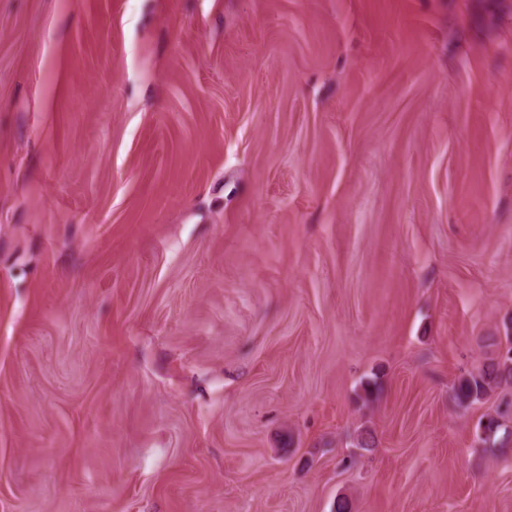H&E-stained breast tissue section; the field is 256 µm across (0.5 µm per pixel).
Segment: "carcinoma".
I'll return each instance as SVG.
<instances>
[{"mask_svg":"<svg viewBox=\"0 0 512 512\" xmlns=\"http://www.w3.org/2000/svg\"><path fill=\"white\" fill-rule=\"evenodd\" d=\"M506 349L489 357L477 369L460 376L452 389L453 397L460 405H472L485 400L496 390L512 385V330L505 331ZM512 414V402H503V407L493 415L480 420L478 426L490 433L492 443L508 444V427L504 418Z\"/></svg>","mask_w":512,"mask_h":512,"instance_id":"obj_1","label":"carcinoma"}]
</instances>
